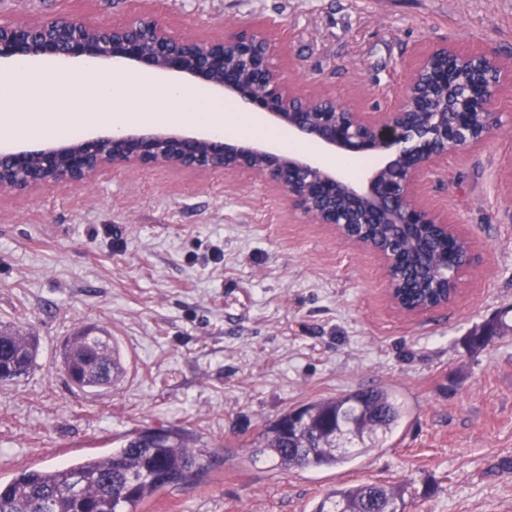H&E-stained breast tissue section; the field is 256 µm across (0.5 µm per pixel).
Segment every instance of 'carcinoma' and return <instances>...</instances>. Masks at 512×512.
<instances>
[{
  "instance_id": "carcinoma-1",
  "label": "carcinoma",
  "mask_w": 512,
  "mask_h": 512,
  "mask_svg": "<svg viewBox=\"0 0 512 512\" xmlns=\"http://www.w3.org/2000/svg\"><path fill=\"white\" fill-rule=\"evenodd\" d=\"M372 238L408 256L419 247L450 255L465 250L464 239L433 238L422 243L402 239L391 224L368 226ZM445 293L422 281L399 291L408 305H428ZM512 332V326L490 321L467 339L483 347ZM33 336L0 328V382L28 375L37 363ZM65 372L81 389L116 386L125 376L117 343L103 331L85 327L60 346ZM405 414L399 398L387 389H368L325 398L288 411L271 422L257 442L285 469L330 468L378 448ZM158 437L131 432L104 456H86L74 464L22 469L0 482V512H137L159 491L190 484L208 468L211 451L190 445L175 429H159ZM405 503L403 490L383 484L334 488L312 512H385L390 502Z\"/></svg>"
}]
</instances>
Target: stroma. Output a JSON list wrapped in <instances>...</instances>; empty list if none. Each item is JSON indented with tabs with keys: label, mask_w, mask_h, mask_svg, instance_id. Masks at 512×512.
<instances>
[{
	"label": "stroma",
	"mask_w": 512,
	"mask_h": 512,
	"mask_svg": "<svg viewBox=\"0 0 512 512\" xmlns=\"http://www.w3.org/2000/svg\"><path fill=\"white\" fill-rule=\"evenodd\" d=\"M149 12L193 40L265 23L287 83L386 111L432 47L512 64V0H0V21L70 15L120 25ZM479 146L449 155L422 202L475 254L447 306L406 315L370 252L293 210L251 172L118 166L76 187L0 191V324L38 365L0 384V481L102 455L133 430L207 445L209 470L138 512H311L331 489L406 484L405 512H512V87ZM105 327L127 367L89 393L59 340ZM397 393L406 413L373 453L284 471L254 455L265 427L312 400ZM512 332V326L501 321H490L476 329L467 339L470 347H483Z\"/></svg>",
	"instance_id": "obj_1"
}]
</instances>
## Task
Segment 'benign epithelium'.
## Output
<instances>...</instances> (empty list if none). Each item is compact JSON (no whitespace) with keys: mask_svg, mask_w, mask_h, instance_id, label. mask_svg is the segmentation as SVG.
<instances>
[{"mask_svg":"<svg viewBox=\"0 0 512 512\" xmlns=\"http://www.w3.org/2000/svg\"><path fill=\"white\" fill-rule=\"evenodd\" d=\"M194 44L152 15H136L121 26L92 27L74 17L0 23V60L64 56L179 74L235 98L303 139L340 154L376 158L379 164L353 184L292 153L219 136L143 130L0 154V176H22L15 185L22 190L77 186L110 166L167 165L199 173L250 170L280 189L294 210L375 253L399 311H429H409L394 298L403 285L399 254L376 247L366 225L393 224L407 236L420 225L439 235H459L447 218L420 202L419 190L449 154L489 137L498 124L496 90L512 81V67L492 54L434 47L410 69L393 106L371 118L333 98L307 97L286 85L273 64L276 45L264 29L226 34L191 60ZM472 259L470 251L461 258L442 257L445 276L431 287L443 286L450 296L439 306L457 297L460 275Z\"/></svg>","mask_w":512,"mask_h":512,"instance_id":"benign-epithelium-1","label":"benign epithelium"}]
</instances>
